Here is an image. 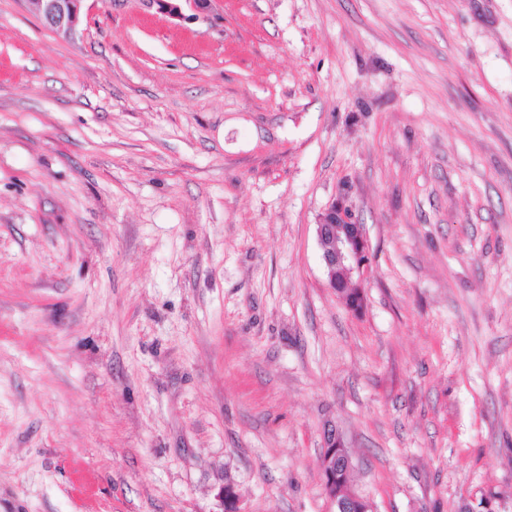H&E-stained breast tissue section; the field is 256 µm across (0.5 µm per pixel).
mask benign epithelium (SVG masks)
<instances>
[{
	"instance_id": "1",
	"label": "benign epithelium",
	"mask_w": 512,
	"mask_h": 512,
	"mask_svg": "<svg viewBox=\"0 0 512 512\" xmlns=\"http://www.w3.org/2000/svg\"><path fill=\"white\" fill-rule=\"evenodd\" d=\"M47 27L66 38L74 36L80 24L84 0H25ZM149 7L177 20H191L207 9L210 0H144ZM319 243L329 242L322 250V260L330 288L344 294V289L361 282L369 266V245L364 226L353 220L344 208L331 206L317 225ZM324 452L322 469L325 490L336 504V512H366V499L355 491L341 497L336 491L340 476L353 468L352 456L344 438L335 427L323 432Z\"/></svg>"
}]
</instances>
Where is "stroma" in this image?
Segmentation results:
<instances>
[{
	"mask_svg": "<svg viewBox=\"0 0 512 512\" xmlns=\"http://www.w3.org/2000/svg\"><path fill=\"white\" fill-rule=\"evenodd\" d=\"M330 425L371 512H512V0H0V512H336ZM47 27L66 38L74 36L80 24L84 0H25ZM150 8L157 10L177 20H191L207 9L211 0H143ZM187 12H190L189 14ZM317 237L321 246L329 242V246H322L329 286L345 297L344 289L350 288L354 281L361 283L368 270L369 245L364 226L357 224L345 208L336 209L335 203L317 224Z\"/></svg>",
	"mask_w": 512,
	"mask_h": 512,
	"instance_id": "35a3bbf8",
	"label": "stroma"
}]
</instances>
